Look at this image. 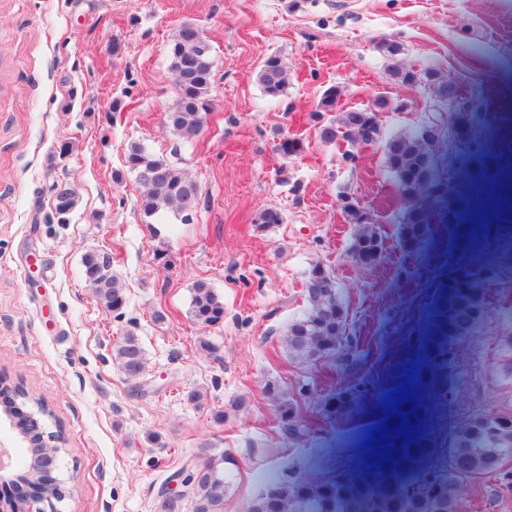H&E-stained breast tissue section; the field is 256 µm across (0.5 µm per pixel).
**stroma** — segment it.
<instances>
[{"instance_id": "35a3bbf8", "label": "stroma", "mask_w": 512, "mask_h": 512, "mask_svg": "<svg viewBox=\"0 0 512 512\" xmlns=\"http://www.w3.org/2000/svg\"><path fill=\"white\" fill-rule=\"evenodd\" d=\"M187 21L205 31L214 65L213 107L189 142L166 122L178 99L169 41ZM384 38L400 43L405 67L480 87L479 128L502 156L467 210L496 275L477 332L448 340V393H431L426 429L444 448L468 411L512 406V264L498 263L484 234L512 211V0H0V447L9 452L0 495L28 458L24 419L64 434L53 470L58 512H156L159 487L206 441L237 462L224 512H243L275 472L371 469L363 438L415 366L440 285L456 270L449 222L470 163L465 149L449 147L422 202L433 235L410 263L382 143L323 141L311 118L333 86L341 112L384 102L382 135L420 124L423 91L395 80L377 49ZM272 55L290 66L278 98L257 80ZM287 137L302 142L300 154L281 155ZM134 142L196 182L190 223L144 214L125 163ZM60 183L74 194L63 223L54 210ZM348 200L382 232L375 267L350 257ZM267 208L284 221L262 231L255 219ZM91 251L109 254L124 285L119 311L105 310L84 278ZM316 263L336 275L363 338L312 366L291 359L282 339ZM199 281L224 302L218 324L191 316ZM129 334L148 359L137 379L113 356ZM271 380L311 410V443L281 439L265 393ZM339 390L359 402L333 421L323 406ZM193 391L200 401L189 400ZM10 399L19 417L5 415ZM462 512H512V482L485 479Z\"/></svg>"}]
</instances>
